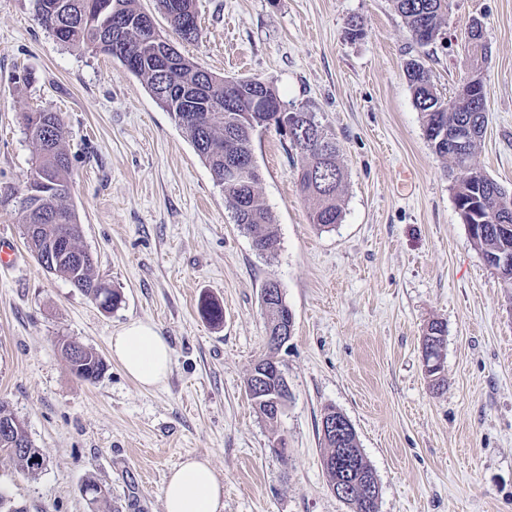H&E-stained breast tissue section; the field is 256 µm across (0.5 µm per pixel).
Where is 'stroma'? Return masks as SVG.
<instances>
[{
    "label": "stroma",
    "mask_w": 512,
    "mask_h": 512,
    "mask_svg": "<svg viewBox=\"0 0 512 512\" xmlns=\"http://www.w3.org/2000/svg\"><path fill=\"white\" fill-rule=\"evenodd\" d=\"M158 32L217 76L256 77L335 136L345 169L341 224H311L296 153L275 129L253 142L258 185L279 240L261 255L209 168L118 61L58 41L35 0H0V399L46 463L34 477L0 453V487L27 512H90L85 479L109 512H164L170 471L208 458L224 512H350L327 484L321 419L352 422L380 486L379 512H512V288L485 264L456 207L455 172L430 148L404 75L418 47L392 0H195L201 36L181 41L154 0ZM366 34L355 40L346 21ZM484 24L489 57L480 170L512 191V0H448L427 64L444 96L464 77L465 32ZM59 112L73 166L81 244L121 291L106 312L47 273L23 237L14 196L33 174L23 116ZM277 281L294 314L279 353L291 397L277 423L255 412L247 379L267 352L261 289ZM224 306L214 326L202 296ZM133 320L172 350L166 383L140 388L111 355ZM443 322L441 391L422 338ZM107 368L75 376L62 340ZM286 439L284 456L271 448Z\"/></svg>",
    "instance_id": "obj_1"
}]
</instances>
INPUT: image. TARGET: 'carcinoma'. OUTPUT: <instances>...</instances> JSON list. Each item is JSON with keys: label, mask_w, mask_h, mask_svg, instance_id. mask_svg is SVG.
Instances as JSON below:
<instances>
[{"label": "carcinoma", "mask_w": 512, "mask_h": 512, "mask_svg": "<svg viewBox=\"0 0 512 512\" xmlns=\"http://www.w3.org/2000/svg\"><path fill=\"white\" fill-rule=\"evenodd\" d=\"M410 35H419L416 45L422 49L432 45L442 34L447 11V0H392ZM157 8L169 21L182 40H198L200 31L191 37L183 36V23L190 19L198 26L194 0H156ZM148 13L136 6V0H36L35 17L38 24L64 44L82 47L93 53L114 56L106 45L104 32L112 18L120 17L128 27L127 38L133 44L135 64L123 62L132 74L141 79L159 106L169 112L176 125L185 133L197 155L205 162L224 197L232 207L234 220L251 239L253 249L262 255L274 254L279 245L272 229L270 211L260 199L258 183L236 181L229 177L226 161L234 155L249 158L253 153V135L269 128L276 120V113L257 108L252 112H235L227 107L229 102L249 103L258 98L274 107L283 105L275 88L258 78L218 77L199 64L175 54V62L167 67L158 56V49L167 42L163 36L147 43L139 39V25ZM489 47L484 39L483 22L472 19L467 31V55L473 78L481 79L483 64L488 59ZM413 104L420 112L423 128H438L448 135L462 126L474 129L468 149L463 155L448 156L445 143L433 142L430 147L435 155L450 159L456 169L453 184L454 199L465 224H478L485 215L486 206L494 203L495 195L503 191L494 180L477 170L474 155L485 130L486 113L480 110L475 92L457 91L452 102L442 98L424 58L408 60L404 69ZM25 128L35 146L33 176L18 205L24 215V236L29 249L38 262H43L49 239L64 230L74 240V250L56 261L46 271L68 281L94 300H99L96 288L99 278L95 275L94 259L81 246L82 226L79 224L72 202V163L65 148L66 128L62 117L43 109L24 117ZM297 135H305L307 142L298 149L293 139L290 147L297 151L300 162L296 167L297 186L300 193L312 201L310 222L329 228L341 223L343 209L341 197L345 171L339 160L336 139L315 119L312 112L294 111ZM40 224L38 234L29 232V225ZM482 256L512 252V231L489 225L484 235L473 239ZM288 310L284 297H278L266 311L267 329L279 328L283 312ZM202 318L218 326L224 321V307L210 296L198 304ZM61 351L76 376L94 381L104 371L103 358L92 348L83 347L79 359L70 352V342H64ZM34 447L27 429L18 435L0 437V452L9 456L24 474L37 475L42 467L31 456L16 451L21 445ZM356 464L360 479L374 475L365 460L357 437H350L344 445Z\"/></svg>", "instance_id": "1"}]
</instances>
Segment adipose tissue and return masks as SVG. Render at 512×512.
Segmentation results:
<instances>
[{"label": "adipose tissue", "instance_id": "adipose-tissue-1", "mask_svg": "<svg viewBox=\"0 0 512 512\" xmlns=\"http://www.w3.org/2000/svg\"><path fill=\"white\" fill-rule=\"evenodd\" d=\"M112 358L140 387L155 389L171 371L170 346L150 322L134 321L111 338ZM165 512H222L224 487L208 459L186 457L174 468L164 487Z\"/></svg>", "mask_w": 512, "mask_h": 512}]
</instances>
